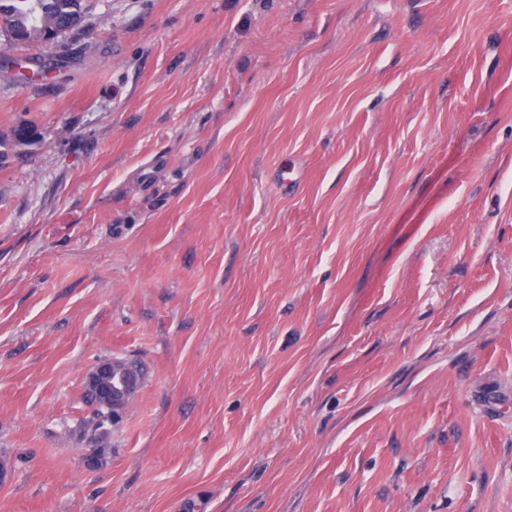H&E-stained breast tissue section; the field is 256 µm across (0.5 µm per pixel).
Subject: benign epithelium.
I'll return each instance as SVG.
<instances>
[{
    "label": "benign epithelium",
    "instance_id": "obj_1",
    "mask_svg": "<svg viewBox=\"0 0 512 512\" xmlns=\"http://www.w3.org/2000/svg\"><path fill=\"white\" fill-rule=\"evenodd\" d=\"M139 379L123 368L119 357L99 360L85 376V389L90 404L97 408L103 403L112 405V421H117L137 391Z\"/></svg>",
    "mask_w": 512,
    "mask_h": 512
}]
</instances>
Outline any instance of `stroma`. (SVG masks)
Instances as JSON below:
<instances>
[{
    "label": "stroma",
    "mask_w": 512,
    "mask_h": 512,
    "mask_svg": "<svg viewBox=\"0 0 512 512\" xmlns=\"http://www.w3.org/2000/svg\"><path fill=\"white\" fill-rule=\"evenodd\" d=\"M7 54L53 77L0 82V512H512V0H87ZM39 142L37 135L28 127H14L10 133L0 132V170L5 168L17 151ZM139 379L126 372L120 357L99 360L85 376V389L90 404L96 409L103 403L112 405V416L107 409L95 411L98 424L116 422L137 391Z\"/></svg>",
    "instance_id": "1"
}]
</instances>
